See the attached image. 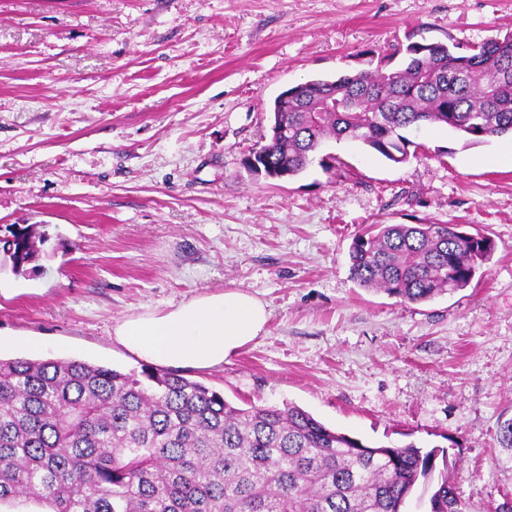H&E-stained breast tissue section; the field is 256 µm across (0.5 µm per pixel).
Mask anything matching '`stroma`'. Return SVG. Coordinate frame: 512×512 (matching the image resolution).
Instances as JSON below:
<instances>
[{"label": "stroma", "mask_w": 512, "mask_h": 512, "mask_svg": "<svg viewBox=\"0 0 512 512\" xmlns=\"http://www.w3.org/2000/svg\"><path fill=\"white\" fill-rule=\"evenodd\" d=\"M508 31L512 0H0V229L48 235L0 268V357L137 370L117 323L239 288L267 303L265 334L186 378L445 448L462 512H512V134L410 129L401 164L329 140L335 165L287 180L243 166L288 86L416 34ZM420 223L493 240L467 288L416 304L350 281L365 225Z\"/></svg>", "instance_id": "35a3bbf8"}]
</instances>
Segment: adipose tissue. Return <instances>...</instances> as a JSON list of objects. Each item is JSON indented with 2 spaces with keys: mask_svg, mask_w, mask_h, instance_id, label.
<instances>
[{
  "mask_svg": "<svg viewBox=\"0 0 512 512\" xmlns=\"http://www.w3.org/2000/svg\"><path fill=\"white\" fill-rule=\"evenodd\" d=\"M269 318L265 302L234 288L124 320L113 339L155 365L209 369L262 336Z\"/></svg>",
  "mask_w": 512,
  "mask_h": 512,
  "instance_id": "1",
  "label": "adipose tissue"
}]
</instances>
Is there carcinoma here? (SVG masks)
<instances>
[{
	"instance_id": "obj_1",
	"label": "carcinoma",
	"mask_w": 512,
	"mask_h": 512,
	"mask_svg": "<svg viewBox=\"0 0 512 512\" xmlns=\"http://www.w3.org/2000/svg\"><path fill=\"white\" fill-rule=\"evenodd\" d=\"M334 79L280 92L261 145L272 177L301 174L329 138L403 163L401 130L441 125L476 144L512 133V38L412 42ZM494 243L458 224H370L350 280L411 303L469 286ZM38 257L30 227L0 239V266ZM447 450L369 445L301 407L243 408L177 371L124 372L76 359L0 358V512H402ZM430 512H462L441 476Z\"/></svg>"
}]
</instances>
